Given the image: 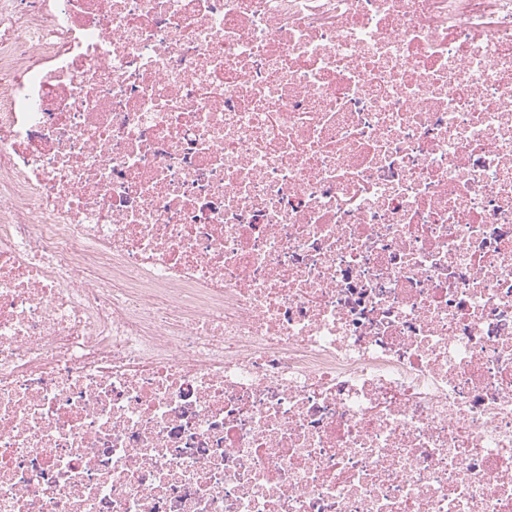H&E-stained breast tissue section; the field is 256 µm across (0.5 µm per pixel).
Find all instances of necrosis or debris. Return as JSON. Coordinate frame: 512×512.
<instances>
[{"label":"necrosis or debris","mask_w":512,"mask_h":512,"mask_svg":"<svg viewBox=\"0 0 512 512\" xmlns=\"http://www.w3.org/2000/svg\"><path fill=\"white\" fill-rule=\"evenodd\" d=\"M0 512H512V0H0Z\"/></svg>","instance_id":"4bbe7bcc"}]
</instances>
